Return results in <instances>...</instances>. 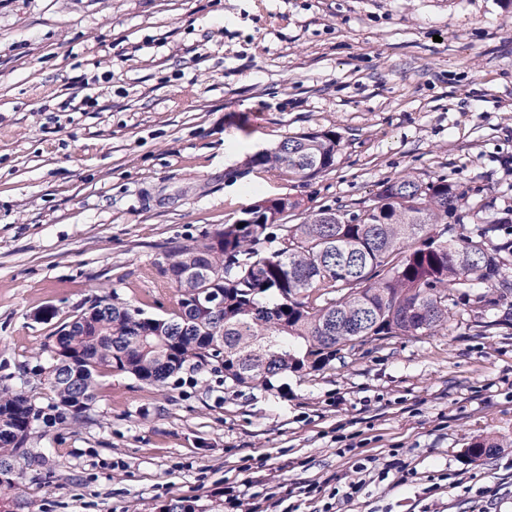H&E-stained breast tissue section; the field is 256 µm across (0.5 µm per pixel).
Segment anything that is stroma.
Returning <instances> with one entry per match:
<instances>
[{
    "instance_id": "35a3bbf8",
    "label": "stroma",
    "mask_w": 512,
    "mask_h": 512,
    "mask_svg": "<svg viewBox=\"0 0 512 512\" xmlns=\"http://www.w3.org/2000/svg\"><path fill=\"white\" fill-rule=\"evenodd\" d=\"M82 75L97 106L43 111ZM328 129L323 175L252 162ZM407 174L459 190L449 236L512 240V0H0V386L50 406L59 322L101 297L170 315L167 255L254 203L351 213ZM501 275L449 289L445 329L269 388L109 373L80 423L31 435L14 512H512L510 252Z\"/></svg>"
}]
</instances>
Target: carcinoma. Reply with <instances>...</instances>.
<instances>
[{
	"instance_id": "1",
	"label": "carcinoma",
	"mask_w": 512,
	"mask_h": 512,
	"mask_svg": "<svg viewBox=\"0 0 512 512\" xmlns=\"http://www.w3.org/2000/svg\"><path fill=\"white\" fill-rule=\"evenodd\" d=\"M340 146L331 129L297 133L255 163L315 178L333 168ZM458 197L442 179L401 176L348 216L290 197L262 199L244 226L224 224L169 255L164 273L180 292L169 317L94 300L72 330L61 326L43 344L49 411L22 387L0 388V512H12L21 490L35 426L80 421L110 371L161 386L185 371L219 369L252 387L318 369L373 337L447 327L448 289L461 281L489 288L500 276L498 257L481 243L448 238ZM217 291L218 305L192 306Z\"/></svg>"
}]
</instances>
